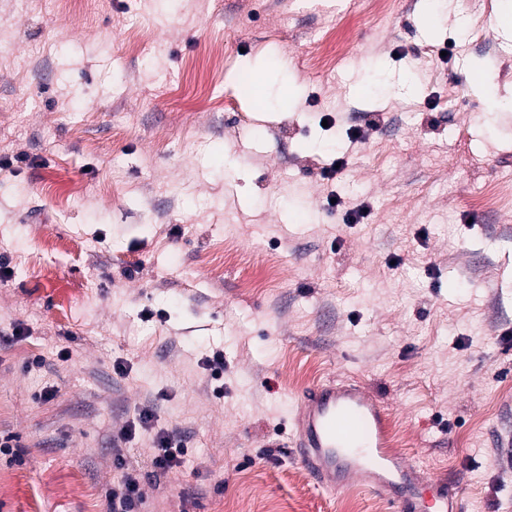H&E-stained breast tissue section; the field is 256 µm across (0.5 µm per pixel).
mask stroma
Segmentation results:
<instances>
[{"label": "stroma", "instance_id": "1", "mask_svg": "<svg viewBox=\"0 0 512 512\" xmlns=\"http://www.w3.org/2000/svg\"><path fill=\"white\" fill-rule=\"evenodd\" d=\"M502 6L0 0V512H107L129 424L141 512H387L291 454L349 377L458 512H512V208L478 202L512 181ZM155 447L152 460L155 471L167 473L182 466L186 451L181 438L168 431H160L156 435Z\"/></svg>", "mask_w": 512, "mask_h": 512}]
</instances>
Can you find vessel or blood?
Listing matches in <instances>:
<instances>
[{"mask_svg": "<svg viewBox=\"0 0 512 512\" xmlns=\"http://www.w3.org/2000/svg\"><path fill=\"white\" fill-rule=\"evenodd\" d=\"M292 426L296 460L327 491L373 490L388 512H457L447 482L425 477L391 450L389 415L360 381L312 386L301 396Z\"/></svg>", "mask_w": 512, "mask_h": 512, "instance_id": "vessel-or-blood-1", "label": "vessel or blood"}]
</instances>
